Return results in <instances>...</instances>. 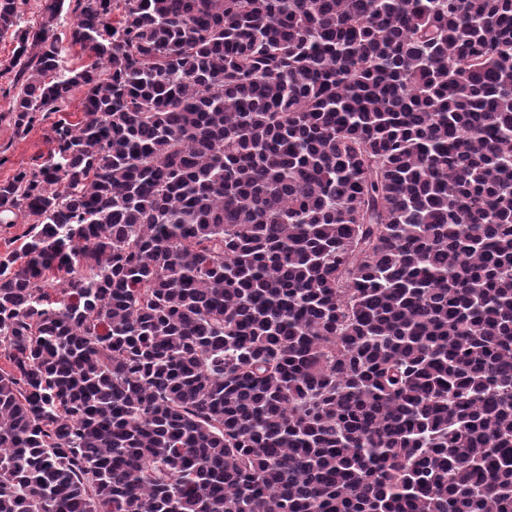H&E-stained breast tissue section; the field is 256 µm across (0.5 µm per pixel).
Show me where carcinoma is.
<instances>
[{
  "label": "carcinoma",
  "instance_id": "1",
  "mask_svg": "<svg viewBox=\"0 0 512 512\" xmlns=\"http://www.w3.org/2000/svg\"><path fill=\"white\" fill-rule=\"evenodd\" d=\"M0 0V512H512V0ZM46 0H24L20 5L21 27L37 29L44 17ZM75 6L74 0H65L62 13L58 19L56 26V32L63 39V52H62V68L59 74L67 75L68 71L79 69L85 62H87L86 56L81 51L80 47L70 46L67 39V34L70 26L76 20V14L73 11ZM15 44L9 39L0 40V183L10 179L20 168H38L56 148L53 128L65 120L76 123L81 116L83 94L76 90L60 112H44L26 132L16 130L10 112L17 91L13 88L14 73L3 70ZM32 223L31 218L19 215L16 224H0V254L18 249L23 242L21 236Z\"/></svg>",
  "mask_w": 512,
  "mask_h": 512
}]
</instances>
